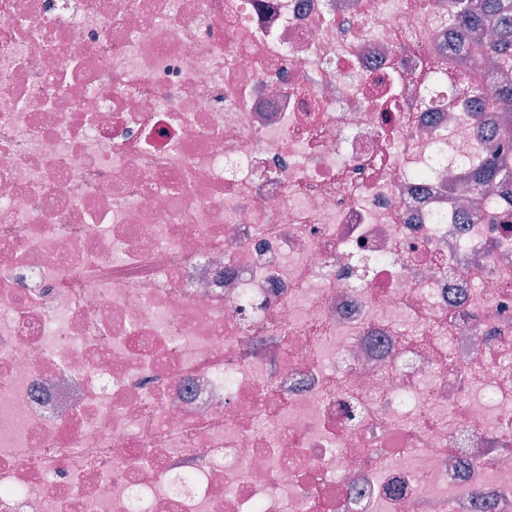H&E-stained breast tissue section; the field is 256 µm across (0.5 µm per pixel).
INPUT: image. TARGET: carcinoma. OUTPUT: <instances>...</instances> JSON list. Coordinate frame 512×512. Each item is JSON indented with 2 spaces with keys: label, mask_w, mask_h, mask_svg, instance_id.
<instances>
[{
  "label": "carcinoma",
  "mask_w": 512,
  "mask_h": 512,
  "mask_svg": "<svg viewBox=\"0 0 512 512\" xmlns=\"http://www.w3.org/2000/svg\"><path fill=\"white\" fill-rule=\"evenodd\" d=\"M453 21L475 38L464 55L449 59L450 64L469 74L481 71L488 60L501 71L512 69V0H466L454 12ZM466 90L490 109L512 112L511 85L468 86ZM498 138L503 150L491 154L473 172L477 191L512 186V129L499 130Z\"/></svg>",
  "instance_id": "obj_1"
}]
</instances>
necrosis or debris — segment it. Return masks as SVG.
I'll return each mask as SVG.
<instances>
[{"mask_svg":"<svg viewBox=\"0 0 512 512\" xmlns=\"http://www.w3.org/2000/svg\"><path fill=\"white\" fill-rule=\"evenodd\" d=\"M440 5L0 0V512H512Z\"/></svg>","mask_w":512,"mask_h":512,"instance_id":"1","label":"necrosis or debris"}]
</instances>
